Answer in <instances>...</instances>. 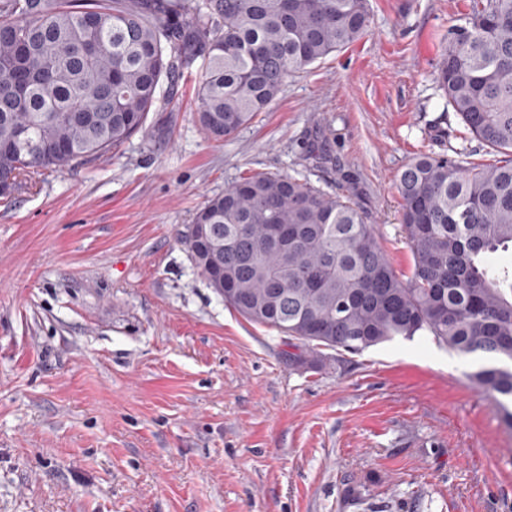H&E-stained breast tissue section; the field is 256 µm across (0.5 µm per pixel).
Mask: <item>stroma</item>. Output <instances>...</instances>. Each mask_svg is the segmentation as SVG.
<instances>
[{
	"label": "stroma",
	"mask_w": 512,
	"mask_h": 512,
	"mask_svg": "<svg viewBox=\"0 0 512 512\" xmlns=\"http://www.w3.org/2000/svg\"><path fill=\"white\" fill-rule=\"evenodd\" d=\"M471 0H370L357 42L289 78L230 139L195 83L146 133L0 202V512H512V426L479 360L427 334L289 367L179 241L253 173L350 196L397 271V176L489 162L434 80ZM331 160L306 158L314 139Z\"/></svg>",
	"instance_id": "obj_1"
}]
</instances>
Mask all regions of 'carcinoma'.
I'll return each mask as SVG.
<instances>
[{
  "label": "carcinoma",
  "mask_w": 512,
  "mask_h": 512,
  "mask_svg": "<svg viewBox=\"0 0 512 512\" xmlns=\"http://www.w3.org/2000/svg\"><path fill=\"white\" fill-rule=\"evenodd\" d=\"M368 0H0V182L86 164L146 132L198 67V121L229 139L288 78L357 41ZM436 83L490 163L425 154L397 177L413 256L398 273L347 196L256 173L210 197L189 254L245 320L288 339V365L424 332L483 363L470 378L512 398V0H472ZM288 227L281 238L274 229Z\"/></svg>",
  "instance_id": "obj_1"
}]
</instances>
